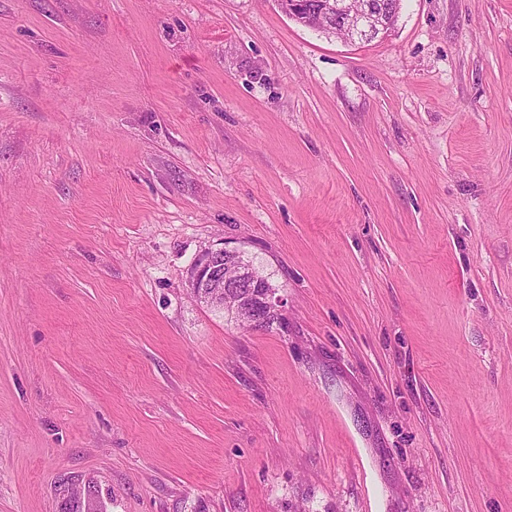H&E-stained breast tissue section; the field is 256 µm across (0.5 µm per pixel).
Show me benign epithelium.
I'll list each match as a JSON object with an SVG mask.
<instances>
[{
	"label": "benign epithelium",
	"mask_w": 512,
	"mask_h": 512,
	"mask_svg": "<svg viewBox=\"0 0 512 512\" xmlns=\"http://www.w3.org/2000/svg\"><path fill=\"white\" fill-rule=\"evenodd\" d=\"M288 16L312 27L328 18L332 30L347 33L349 42H365L382 35L390 26V7L385 0H367L358 10L347 8V0H291L287 3ZM188 286L201 302L212 307L227 309L237 318L255 326V317L250 306L240 299L231 302L224 294H240L244 288H264L260 296L262 306L271 315H279V300L274 289L265 287V281L251 267L240 261V254L222 248L207 250L193 263L189 272Z\"/></svg>",
	"instance_id": "1"
}]
</instances>
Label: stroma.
<instances>
[{
	"instance_id": "35a3bbf8",
	"label": "stroma",
	"mask_w": 512,
	"mask_h": 512,
	"mask_svg": "<svg viewBox=\"0 0 512 512\" xmlns=\"http://www.w3.org/2000/svg\"><path fill=\"white\" fill-rule=\"evenodd\" d=\"M281 302L197 300L208 249ZM512 512V0H0V512ZM286 10L288 16L301 23L315 27L325 18L332 22V32L342 29L347 33L346 41L365 42L378 35H384L390 26V7L386 0H366L358 11L348 10L347 0H290Z\"/></svg>"
}]
</instances>
